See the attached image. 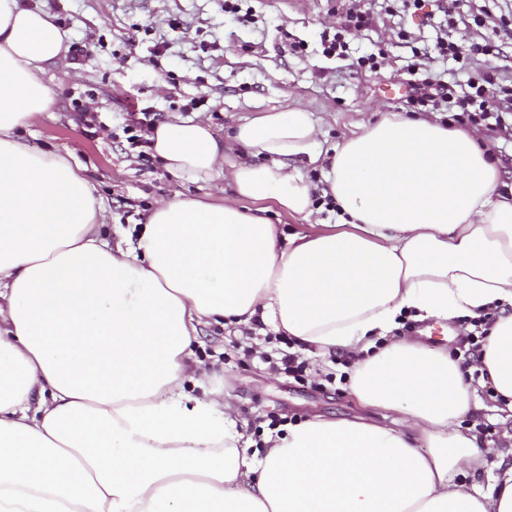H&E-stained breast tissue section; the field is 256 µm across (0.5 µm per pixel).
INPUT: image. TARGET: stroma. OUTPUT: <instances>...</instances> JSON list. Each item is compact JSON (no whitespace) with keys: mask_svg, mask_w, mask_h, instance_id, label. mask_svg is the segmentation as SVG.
I'll list each match as a JSON object with an SVG mask.
<instances>
[{"mask_svg":"<svg viewBox=\"0 0 512 512\" xmlns=\"http://www.w3.org/2000/svg\"><path fill=\"white\" fill-rule=\"evenodd\" d=\"M80 60L62 58L45 76L53 103L21 136L36 149L71 152L75 170L106 200L99 217L110 241L132 234L161 198L198 195L200 184L169 173L158 159L141 160L148 140L140 120L202 117L215 135L271 109L300 105L319 127L329 152L360 124L404 109L412 53L393 42L378 71L329 60L320 34L336 24L339 0H242L253 23L224 14V0H44ZM176 28H169V21ZM169 48L157 51L159 39ZM304 43L289 52L290 41ZM393 336L420 338L460 354L467 339L456 320L439 324L399 316ZM194 351L211 388L224 399L240 431L263 449V437L286 423L316 417L353 418L388 425L397 411L362 408L351 389L353 359L336 352L313 357L272 330L257 336L234 327L200 324ZM286 354L306 364L298 380L274 372L270 360ZM473 421L490 455L512 462V418L492 413Z\"/></svg>","mask_w":512,"mask_h":512,"instance_id":"stroma-1","label":"stroma"}]
</instances>
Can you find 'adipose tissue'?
<instances>
[{"label": "adipose tissue", "mask_w": 512, "mask_h": 512, "mask_svg": "<svg viewBox=\"0 0 512 512\" xmlns=\"http://www.w3.org/2000/svg\"><path fill=\"white\" fill-rule=\"evenodd\" d=\"M66 40L39 0H0V512H512V464L463 424L485 405L459 361L388 337L404 313L490 317L477 369L512 415V187L492 145L399 112L327 158L300 106L224 144L205 120L162 122L163 167L233 194L159 199L113 244L69 152L18 134ZM229 146L246 160L225 165ZM243 198L306 219L331 205L340 227L284 236ZM257 320L355 356L359 402L402 420L289 423L246 455L190 346L202 322Z\"/></svg>", "instance_id": "obj_1"}]
</instances>
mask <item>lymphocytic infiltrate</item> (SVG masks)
<instances>
[{
	"label": "lymphocytic infiltrate",
	"mask_w": 512,
	"mask_h": 512,
	"mask_svg": "<svg viewBox=\"0 0 512 512\" xmlns=\"http://www.w3.org/2000/svg\"><path fill=\"white\" fill-rule=\"evenodd\" d=\"M425 0H343L340 9L344 22L340 29L323 31V55L346 56L349 38L353 32L376 25L396 31L401 40H409L403 29L402 17L423 9ZM444 17L439 27L435 51L439 58L465 61L476 72L468 92L455 96L447 82L432 78L427 73L428 55L413 53L409 72L412 76L407 104L419 112H449L451 122L483 127L497 132L500 138L512 139V125L505 124L504 114L512 112V66L489 72L483 68V59L500 54V47L491 39L472 42L470 49H462L457 34L477 33L481 28L512 26V0H491L470 16L456 12L453 0H443L439 7Z\"/></svg>",
	"instance_id": "f902f5d3"
}]
</instances>
